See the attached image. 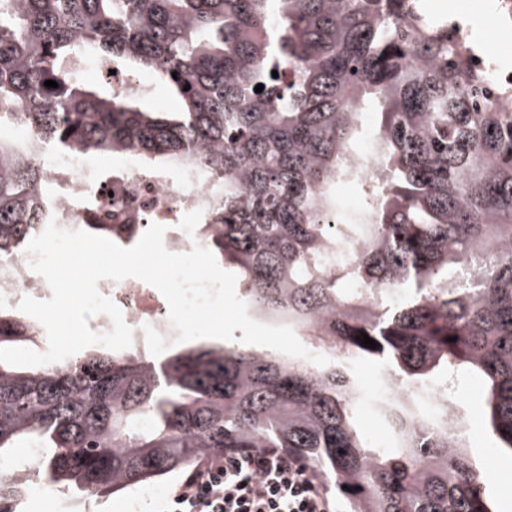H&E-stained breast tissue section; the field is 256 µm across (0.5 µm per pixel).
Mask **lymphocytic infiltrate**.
Returning a JSON list of instances; mask_svg holds the SVG:
<instances>
[{
  "instance_id": "obj_1",
  "label": "lymphocytic infiltrate",
  "mask_w": 512,
  "mask_h": 512,
  "mask_svg": "<svg viewBox=\"0 0 512 512\" xmlns=\"http://www.w3.org/2000/svg\"><path fill=\"white\" fill-rule=\"evenodd\" d=\"M164 512H338L325 483L276 448H239L208 457Z\"/></svg>"
}]
</instances>
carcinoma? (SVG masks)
I'll use <instances>...</instances> for the list:
<instances>
[{"instance_id": "obj_1", "label": "carcinoma", "mask_w": 512, "mask_h": 512, "mask_svg": "<svg viewBox=\"0 0 512 512\" xmlns=\"http://www.w3.org/2000/svg\"><path fill=\"white\" fill-rule=\"evenodd\" d=\"M447 26L424 0H0V260L49 215L50 151L186 164L213 180L205 248L251 308L330 359L212 345L0 362V512L37 482L105 497L226 448L296 455L349 512H493L454 391L446 411L427 397L476 380L512 452V112L453 62ZM89 59L153 74L180 110L86 86ZM367 106L372 155L356 148ZM22 326L0 308V347L32 344ZM358 360L381 366L371 393ZM368 409L388 445L362 432ZM28 448L39 463L16 464Z\"/></svg>"}]
</instances>
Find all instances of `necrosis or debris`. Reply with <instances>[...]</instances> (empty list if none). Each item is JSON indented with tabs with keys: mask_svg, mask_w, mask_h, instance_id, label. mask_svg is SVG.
Masks as SVG:
<instances>
[{
	"mask_svg": "<svg viewBox=\"0 0 512 512\" xmlns=\"http://www.w3.org/2000/svg\"><path fill=\"white\" fill-rule=\"evenodd\" d=\"M448 40L458 49L469 70L484 75L490 97L488 104L498 111H512V100L498 95L501 87H512V67L487 54L472 38L467 11L448 20ZM52 215L58 226L82 229L89 224H108L112 240L122 247L133 246L146 224L165 225L166 246L188 252L196 239L191 227L205 214L210 183L202 171L183 168L149 172L132 157H121L110 171L90 165L81 150L72 149L50 165ZM28 253L0 262V307L16 308L23 296L51 298L44 278L30 268ZM102 294L122 311L133 330V345H146L144 328L153 326L166 339L176 333L169 322V307L149 284L128 278L119 282L99 281Z\"/></svg>",
	"mask_w": 512,
	"mask_h": 512,
	"instance_id": "necrosis-or-debris-1",
	"label": "necrosis or debris"
}]
</instances>
